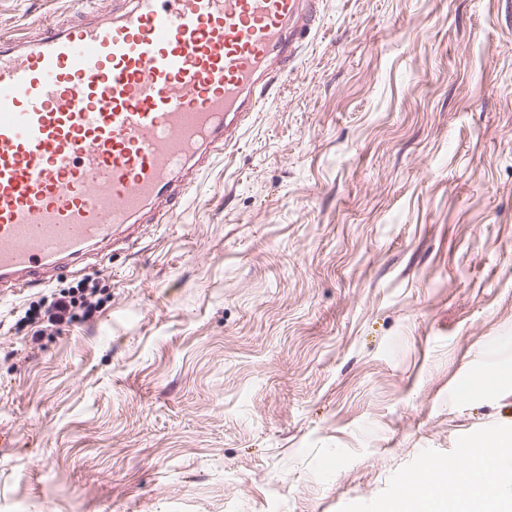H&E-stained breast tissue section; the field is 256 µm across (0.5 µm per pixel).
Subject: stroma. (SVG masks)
I'll list each match as a JSON object with an SVG mask.
<instances>
[{
	"mask_svg": "<svg viewBox=\"0 0 512 512\" xmlns=\"http://www.w3.org/2000/svg\"><path fill=\"white\" fill-rule=\"evenodd\" d=\"M2 435L0 512H383L512 437V0H323L165 223L0 294ZM77 291V296L72 290L58 294L45 309L42 320L51 326H62L93 319L99 308L98 301L91 300L97 292L96 286L87 284Z\"/></svg>",
	"mask_w": 512,
	"mask_h": 512,
	"instance_id": "stroma-1",
	"label": "stroma"
}]
</instances>
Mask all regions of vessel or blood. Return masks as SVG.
<instances>
[{"instance_id": "obj_1", "label": "vessel or blood", "mask_w": 512, "mask_h": 512, "mask_svg": "<svg viewBox=\"0 0 512 512\" xmlns=\"http://www.w3.org/2000/svg\"><path fill=\"white\" fill-rule=\"evenodd\" d=\"M0 39V288L160 219L312 38L319 0H118Z\"/></svg>"}]
</instances>
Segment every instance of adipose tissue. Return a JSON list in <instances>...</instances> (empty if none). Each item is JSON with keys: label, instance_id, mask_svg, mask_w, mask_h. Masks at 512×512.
Here are the masks:
<instances>
[{"label": "adipose tissue", "instance_id": "adipose-tissue-1", "mask_svg": "<svg viewBox=\"0 0 512 512\" xmlns=\"http://www.w3.org/2000/svg\"><path fill=\"white\" fill-rule=\"evenodd\" d=\"M507 441H494L492 448L477 452L461 460L429 462L421 475L411 477L410 486L430 481L429 491L419 498L397 500L388 512H512V472L504 470L501 460ZM457 470L464 474L466 481L481 482L488 473L496 479L484 492L462 496L458 487L434 480L435 472Z\"/></svg>", "mask_w": 512, "mask_h": 512}]
</instances>
